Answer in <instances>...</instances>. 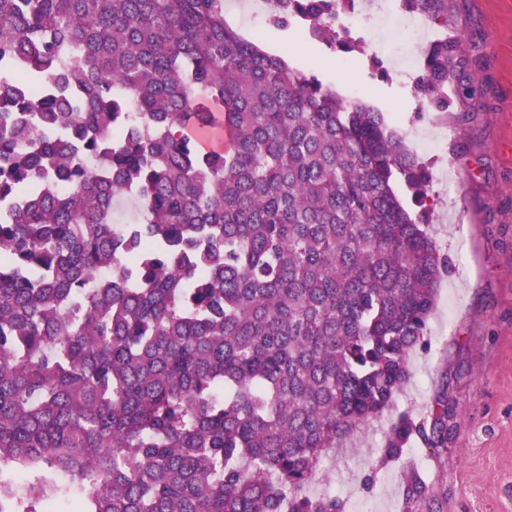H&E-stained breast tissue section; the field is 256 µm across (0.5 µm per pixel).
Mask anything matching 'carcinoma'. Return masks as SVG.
I'll use <instances>...</instances> for the list:
<instances>
[{"label": "carcinoma", "mask_w": 512, "mask_h": 512, "mask_svg": "<svg viewBox=\"0 0 512 512\" xmlns=\"http://www.w3.org/2000/svg\"><path fill=\"white\" fill-rule=\"evenodd\" d=\"M352 3L273 0L271 22L364 54ZM259 41L224 0H0V512H343L306 487L393 407L452 261L382 113ZM467 52L430 44L412 93L477 108ZM436 406L384 461L445 445Z\"/></svg>", "instance_id": "obj_1"}]
</instances>
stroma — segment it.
Wrapping results in <instances>:
<instances>
[{"mask_svg":"<svg viewBox=\"0 0 512 512\" xmlns=\"http://www.w3.org/2000/svg\"><path fill=\"white\" fill-rule=\"evenodd\" d=\"M378 2L356 0L363 56L310 40L298 20L281 30L245 11L233 22L243 35L260 31L261 47L291 67L383 112L431 171L430 230L453 260L393 409L329 452L308 491L339 497L345 512H407L405 473L415 469L428 479L431 512H512V0H448L447 28L428 21L418 50L445 32L464 35L481 92L478 109L455 102L444 112L411 92L422 64L401 76L402 62L368 24ZM430 140L442 151H423ZM442 393L456 413L446 448L436 454L414 438L403 461L378 467L397 415L429 418Z\"/></svg>","mask_w":512,"mask_h":512,"instance_id":"35a3bbf8","label":"stroma"}]
</instances>
